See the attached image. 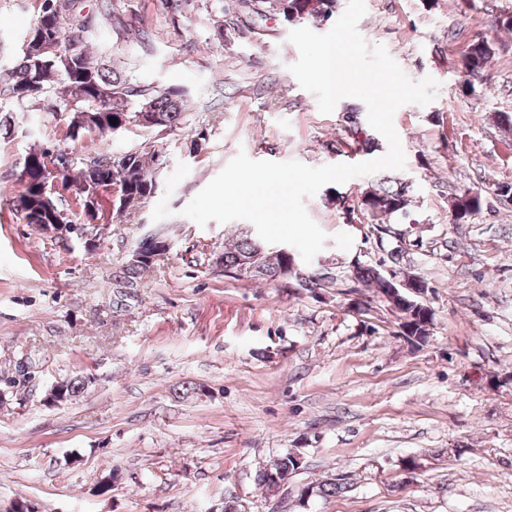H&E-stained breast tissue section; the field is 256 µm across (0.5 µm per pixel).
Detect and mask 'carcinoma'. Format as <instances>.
<instances>
[{"label": "carcinoma", "instance_id": "1", "mask_svg": "<svg viewBox=\"0 0 512 512\" xmlns=\"http://www.w3.org/2000/svg\"><path fill=\"white\" fill-rule=\"evenodd\" d=\"M100 16L82 14L78 0H39V9L20 46V57L8 67V79L0 81V97L12 104L48 102L49 112L69 114L71 139L94 135L99 142L131 127L140 126L139 115L148 110L154 117V126L173 128L179 125L185 114V92L177 87L161 88L143 84L128 75L116 73L102 63L93 60L87 37L102 22L112 17V0H99ZM244 7L265 18L276 16L287 24L304 21L324 22L336 9V0H242ZM123 28L133 42L142 46L151 43L152 32L143 24ZM493 58V47L484 39H477L466 46L458 68L467 76L462 85L466 94L475 91L471 79L480 77ZM115 121H109V118ZM166 166L165 153L126 150H103L80 163L72 153L61 148L46 147L29 151L24 158L19 179L23 186L14 201L16 215L27 224H55L64 213L56 193L45 186L58 184L73 190L83 201L79 220L84 224H97L101 215V199L109 196L111 216L119 218L154 197L162 169ZM363 203L376 218L405 215L407 196L405 188H372L364 194ZM484 200L480 193L466 190L451 201L452 223L458 224L481 212ZM265 245L253 235L247 234L234 244L224 247L220 254L222 268L233 272L245 266L253 268L249 278L278 281L282 287L293 291L314 292L316 288L336 286V274L332 271L313 274L306 272L292 278L282 276L283 260L272 267L262 256ZM151 263H126L112 272L117 288H138ZM364 286L372 285L383 295L393 282L375 268H361L354 273ZM394 334L404 337L413 348L427 343L433 326V313L420 301L410 298L405 306L398 307ZM90 378L77 376L66 382V400L70 401L85 390ZM294 464L289 454L271 461L255 473V483L262 489L274 490L271 473L280 467ZM305 487L313 498H330L347 493L352 485L344 475H334L319 482H309Z\"/></svg>", "mask_w": 512, "mask_h": 512}]
</instances>
